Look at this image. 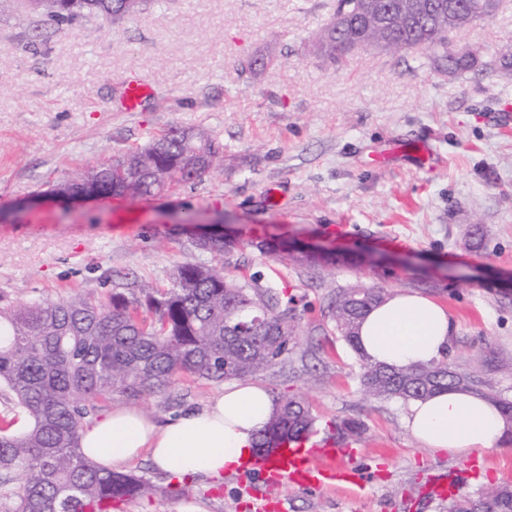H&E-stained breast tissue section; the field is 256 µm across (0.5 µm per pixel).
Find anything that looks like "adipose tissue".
Instances as JSON below:
<instances>
[{"label":"adipose tissue","mask_w":512,"mask_h":512,"mask_svg":"<svg viewBox=\"0 0 512 512\" xmlns=\"http://www.w3.org/2000/svg\"><path fill=\"white\" fill-rule=\"evenodd\" d=\"M451 334L448 312L435 301L411 293L388 297L359 328L361 346L370 359L399 368L441 361ZM276 406L264 386L236 382L205 406L161 425L142 411L113 409L87 424L81 446L108 466L145 454L167 475L207 483L254 460L253 441ZM406 425L427 448L460 457L499 449L511 439L498 405L463 391L411 402Z\"/></svg>","instance_id":"obj_1"}]
</instances>
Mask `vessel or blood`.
<instances>
[{
  "label": "vessel or blood",
  "instance_id": "vessel-or-blood-1",
  "mask_svg": "<svg viewBox=\"0 0 512 512\" xmlns=\"http://www.w3.org/2000/svg\"><path fill=\"white\" fill-rule=\"evenodd\" d=\"M123 92L118 101L121 111H139L143 101L152 92L148 80L139 74L125 76ZM345 440L319 439L308 447L288 444L274 451L260 462L264 490L258 496L259 512H270L274 505L273 492L282 483H290L303 489L336 491L349 496L357 495L368 483L367 474L349 470L342 461ZM464 486L459 469H449L446 477L428 483L426 490L436 498H446L448 493Z\"/></svg>",
  "mask_w": 512,
  "mask_h": 512
}]
</instances>
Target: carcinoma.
Masks as SVG:
<instances>
[{
	"label": "carcinoma",
	"instance_id": "carcinoma-1",
	"mask_svg": "<svg viewBox=\"0 0 512 512\" xmlns=\"http://www.w3.org/2000/svg\"><path fill=\"white\" fill-rule=\"evenodd\" d=\"M376 0H339L341 37L365 48L401 52L427 48L443 71H465L475 59L448 56V20L430 13L432 0H392L382 20ZM479 7L457 29L494 15L502 0H477ZM28 13L43 24L62 26L79 16L123 18V0H29ZM317 51L336 59L331 25L317 37ZM173 126L149 144L61 181L80 189L91 176L122 195L162 194L177 179L206 173L192 170L200 154L219 160L224 147L197 130L188 139ZM389 296L385 288L355 287L340 292L332 308L336 332L360 360V388L381 400H426L437 393L465 390L500 407L512 425V400L495 393L479 374L441 360L410 369L371 361L360 349L359 326ZM300 317L296 301L282 288L252 273L235 278L223 261L184 264L173 285H137L131 295L113 293L105 301L86 294L26 304L0 298V406L11 418L0 427V512H112V501L150 496L149 480L102 466L80 447L93 402L115 394L147 399L168 389L176 377L210 381L257 376L288 352ZM314 418L301 401L288 398L255 443L259 456L280 443L305 440ZM444 512H512V484L448 496Z\"/></svg>",
	"mask_w": 512,
	"mask_h": 512
}]
</instances>
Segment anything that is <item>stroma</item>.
<instances>
[{"instance_id": "stroma-1", "label": "stroma", "mask_w": 512, "mask_h": 512, "mask_svg": "<svg viewBox=\"0 0 512 512\" xmlns=\"http://www.w3.org/2000/svg\"><path fill=\"white\" fill-rule=\"evenodd\" d=\"M336 7L153 0L132 19L82 16L35 50L36 17L22 0H0V294L28 303L73 291L105 299L137 282L168 288L176 266L211 261L196 236L224 232L236 241L226 271L261 272L303 309L287 355L258 384L308 404L317 435L360 422L348 464L374 475L356 498L284 484V512H438L420 500L427 477L458 468L469 491L512 483V444L466 458L425 448L405 427V403L360 390L359 358L332 307L361 285L430 297L454 323L448 361L512 399V71L494 67L512 41V0L454 35L452 49L477 58L461 74L436 73L423 48L324 59L316 37ZM131 72L155 93L141 111H116ZM173 126L216 138L223 162L160 197L31 204L49 183ZM421 141L431 166L407 155L371 162L388 144ZM263 243L329 250L337 262L282 263ZM222 388L179 376L133 404L162 422ZM124 470L158 491L116 512H249L238 474L171 494L148 458Z\"/></svg>"}]
</instances>
